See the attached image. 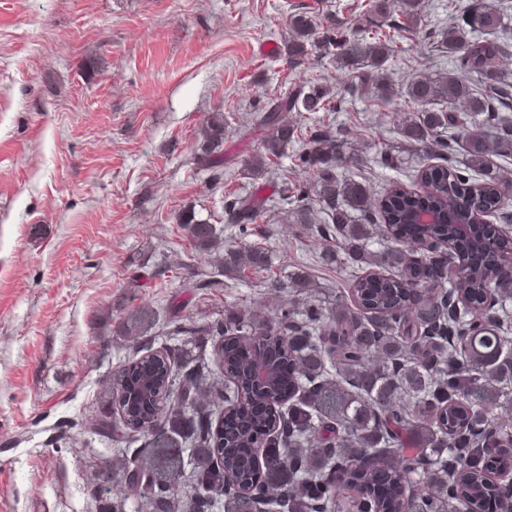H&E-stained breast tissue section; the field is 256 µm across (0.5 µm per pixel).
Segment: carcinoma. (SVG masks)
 <instances>
[{
  "mask_svg": "<svg viewBox=\"0 0 512 512\" xmlns=\"http://www.w3.org/2000/svg\"><path fill=\"white\" fill-rule=\"evenodd\" d=\"M393 10L412 22L417 0H383L381 14ZM505 13L486 0L461 8L458 21L441 33L440 46L459 67L476 75L468 83L450 72L435 81H417L405 91L377 82L381 98L405 95L418 110L408 117L401 133L409 146L436 145L442 149L456 138L463 142L462 166L436 165L416 170L431 191L418 194L398 183L377 200L394 244L377 253L367 250L371 233L360 223L371 210L365 184L340 178L339 170L351 157L336 144V137L318 128L309 131L298 155L302 167L313 171L312 191L331 225L325 233L340 237L342 251L355 265L371 271L353 275L351 293L360 312L336 296L335 312L328 315L321 303L281 312L265 322L247 307L227 309L224 320L182 327L187 336L223 338L220 358L253 403L266 404V391L250 385L254 361L249 336H263L262 348L276 353L271 362L273 392L285 398L272 438L263 448L264 469L244 463L242 449L257 439L260 417L244 402L222 412L214 424L212 413L195 402V393L210 384L211 371L197 360L180 373L172 355L149 353L134 359L115 374L105 402L121 412L110 422L96 421V429L117 443L135 435L150 437L149 451L135 458L122 475L124 498L112 502V512H124L127 499L149 502L153 512H254L264 503L278 512H350L351 500L341 489L358 486L369 494L373 512H457L472 508L485 512L489 496L512 499V486L486 480L485 462L512 465V425L494 411L512 408V337L507 335L512 301V278L495 275L498 252L512 250V237H500L491 228H475L464 240L455 225L498 205L493 191L499 182L489 163V148L512 155V74L499 67L508 41ZM294 56L307 46L347 64L370 68L379 79L390 58V48L378 35L367 44L336 35L315 37L308 17H294ZM480 31L487 38L471 34ZM330 91L303 84L267 104L258 123L270 130L261 150L249 164L251 175L266 163L285 156L295 129L283 112H328ZM197 164L212 179L224 177V114L216 112L198 133ZM452 223L416 225L404 232L412 214L425 207L448 211ZM266 201L237 196L224 206L229 224H253ZM176 222L189 230L205 249L216 239V228L185 207ZM414 239L424 247L402 269L395 244ZM482 255L470 266L468 280L459 284L444 273L443 261L423 262L426 253L441 245L460 252V243ZM431 283L427 298L409 307L411 285ZM493 293L501 316L488 315L487 294ZM152 322L141 310L122 323L124 332L141 331ZM367 455L357 468L356 460ZM209 463L192 471L191 490L180 492L177 481L184 456ZM421 487L416 494L413 488Z\"/></svg>",
  "mask_w": 512,
  "mask_h": 512,
  "instance_id": "carcinoma-1",
  "label": "carcinoma"
}]
</instances>
